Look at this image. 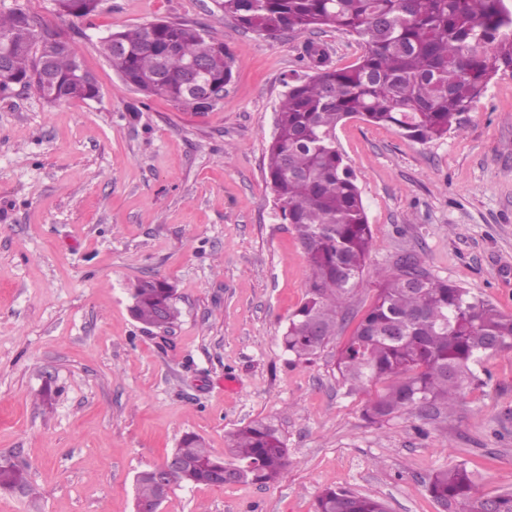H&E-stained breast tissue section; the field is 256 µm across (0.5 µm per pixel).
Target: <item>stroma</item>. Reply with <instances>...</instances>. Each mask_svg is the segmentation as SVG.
Masks as SVG:
<instances>
[{
    "label": "stroma",
    "mask_w": 512,
    "mask_h": 512,
    "mask_svg": "<svg viewBox=\"0 0 512 512\" xmlns=\"http://www.w3.org/2000/svg\"><path fill=\"white\" fill-rule=\"evenodd\" d=\"M71 38L99 94L47 104L32 88L0 98V458L37 493L0 489V512H134L138 471L193 433L228 453L254 419L280 427L278 481L183 487L160 512H314L322 489L440 512L428 477L464 463L486 496L512 492V352L484 356L454 413L399 416L348 394L336 357L375 299L349 300L336 336L295 362L281 336L309 268L267 180L275 111L307 42L332 67L361 46L332 28L269 38L214 0H102L95 15L54 0H0ZM165 20L204 28L233 58L223 99L195 110L123 83L99 52L110 30ZM426 143L354 116L336 128L372 226L371 266L409 253L431 275L512 315V73ZM177 289L169 329L130 314L139 281Z\"/></svg>",
    "instance_id": "35a3bbf8"
}]
</instances>
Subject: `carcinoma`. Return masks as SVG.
<instances>
[{"label": "carcinoma", "instance_id": "obj_1", "mask_svg": "<svg viewBox=\"0 0 512 512\" xmlns=\"http://www.w3.org/2000/svg\"><path fill=\"white\" fill-rule=\"evenodd\" d=\"M67 15L86 17L101 0H56ZM224 15L246 30L273 35L334 28L356 37L364 53L344 68L329 67L325 50L304 48L315 74L286 83L268 148L267 178L283 220L291 224L307 260L305 301L289 317L282 345L296 361L317 358L336 336V318L349 296L364 286L366 272L377 282L376 298L340 350L336 368L355 391L378 382L386 388L368 401L364 416L378 424L397 416L450 412L478 376L475 366L488 355L512 351V315L483 298L435 277L410 256L396 266L369 270L373 241L352 169L336 146V127L346 118L397 130L427 142L462 130L460 116L483 96L501 71H512V9L505 0H215ZM205 30L159 20L111 31L100 50L122 80L146 95L164 96L196 110L206 108L184 81L188 66L207 64L201 80L219 88L232 79L224 45ZM0 96L23 84L42 91L40 66L51 63V104L99 94L87 85L73 42L42 34L20 8L0 11ZM133 318L154 326L167 306L166 326L180 316L176 290L165 280L145 279L135 289ZM172 454L185 462L170 487L212 485L220 469L238 481L265 484L288 468V448L280 428L258 419L237 429L229 456L212 455L204 441L187 433ZM0 488L29 490L22 468L0 462ZM427 491L448 503V512H481L486 498L464 463L432 473ZM155 487L140 471L135 499L151 503ZM315 512H387L366 496L327 487Z\"/></svg>", "mask_w": 512, "mask_h": 512}]
</instances>
